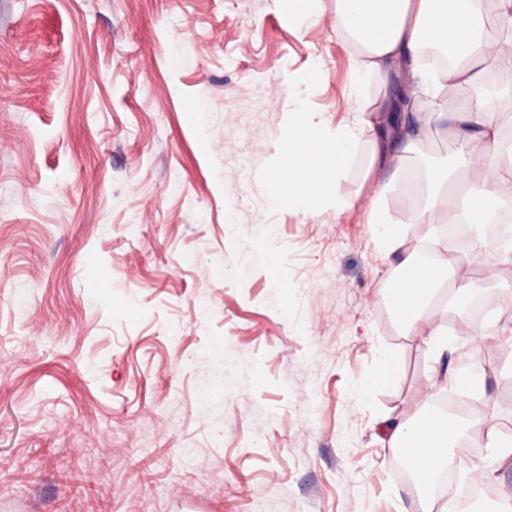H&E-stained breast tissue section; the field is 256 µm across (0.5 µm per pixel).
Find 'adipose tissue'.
<instances>
[{"mask_svg": "<svg viewBox=\"0 0 512 512\" xmlns=\"http://www.w3.org/2000/svg\"><path fill=\"white\" fill-rule=\"evenodd\" d=\"M338 36L356 46L350 98L361 118L356 123L333 127L314 124L305 105H298L288 131L285 159L274 174V202L309 206L336 194L339 164L355 155L363 131H370L366 178L376 200L370 205L369 221L381 240L385 255L402 254L406 235L402 225L388 222L377 199L384 187V171L401 172L412 152L431 139L436 130H449L457 144L458 163H441L440 184L463 182L468 206L448 210V197L434 190L427 206L414 208L417 224H484L489 204L512 203V144L499 137L495 113L480 106H465L453 96V88L482 85L490 68L512 72V24L496 37L484 32L475 0H336L332 18ZM434 43L449 49L453 66L427 68L423 49ZM381 83L374 97H367L363 84L370 78ZM404 86L412 103L427 100L428 112L412 114L408 124H396L394 85ZM404 275L391 287V302L410 331L428 344L447 346L434 320H420L443 281L453 285V296L466 299L474 293L468 265L449 259L443 246H436L427 261L404 256ZM474 431L478 443L490 451L498 464H512V434L484 428L481 419L458 422L440 415L413 418L388 425L384 433L390 447L405 451L414 471L417 495L415 512H435L431 488L448 464L451 451L464 431Z\"/></svg>", "mask_w": 512, "mask_h": 512, "instance_id": "obj_1", "label": "adipose tissue"}]
</instances>
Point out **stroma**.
I'll use <instances>...</instances> for the list:
<instances>
[{"label":"stroma","mask_w":512,"mask_h":512,"mask_svg":"<svg viewBox=\"0 0 512 512\" xmlns=\"http://www.w3.org/2000/svg\"><path fill=\"white\" fill-rule=\"evenodd\" d=\"M325 6L0 0V512H413L385 422L455 396L512 434V256H473V334L440 288L437 359L383 289L368 141L337 199L272 201L298 103L354 117ZM404 183L407 251L467 253Z\"/></svg>","instance_id":"stroma-1"}]
</instances>
